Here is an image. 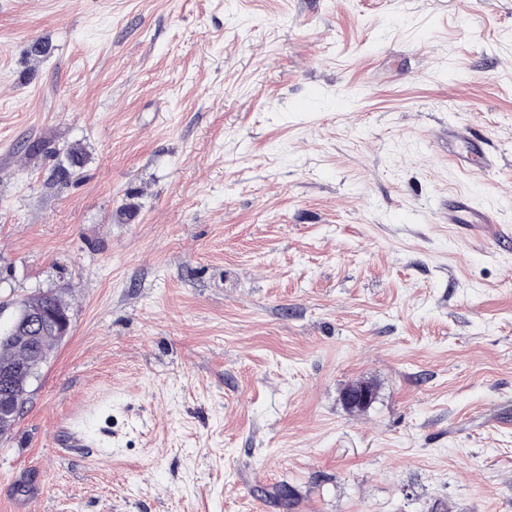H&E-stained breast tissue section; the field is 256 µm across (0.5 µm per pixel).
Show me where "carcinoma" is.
<instances>
[{
	"label": "carcinoma",
	"mask_w": 512,
	"mask_h": 512,
	"mask_svg": "<svg viewBox=\"0 0 512 512\" xmlns=\"http://www.w3.org/2000/svg\"><path fill=\"white\" fill-rule=\"evenodd\" d=\"M48 305H56L64 309H70L69 303L60 296L42 292L22 302L27 311H39ZM59 341L48 329L29 330L18 327L5 334L0 333V374L10 373L11 382L17 393L25 390L28 379L25 369L33 365H41L52 345ZM277 506L285 512H293L297 501L294 498V490L291 486L281 484L271 494Z\"/></svg>",
	"instance_id": "1"
}]
</instances>
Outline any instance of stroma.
Returning a JSON list of instances; mask_svg holds the SVG:
<instances>
[{"label": "stroma", "mask_w": 512, "mask_h": 512, "mask_svg": "<svg viewBox=\"0 0 512 512\" xmlns=\"http://www.w3.org/2000/svg\"><path fill=\"white\" fill-rule=\"evenodd\" d=\"M452 195L512 231V0H0V301L72 316L0 512H512V247ZM448 144H454L455 149L448 151V159L459 168L472 172L475 161L481 169L489 170L494 165L491 154L483 150V140L467 128L454 126L448 128ZM444 218L461 230L480 232L491 228L494 217L488 210L479 209L463 196L448 198V208Z\"/></svg>", "instance_id": "stroma-1"}]
</instances>
